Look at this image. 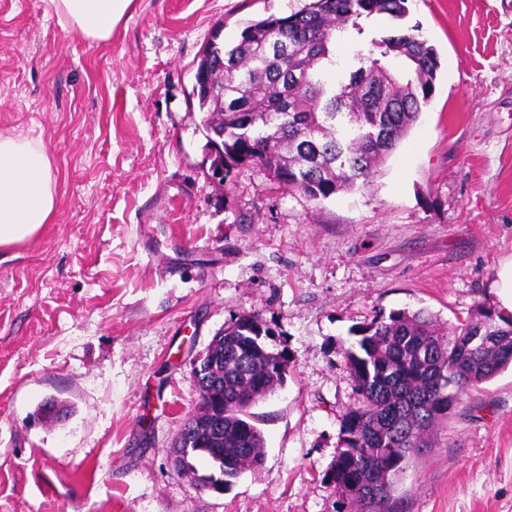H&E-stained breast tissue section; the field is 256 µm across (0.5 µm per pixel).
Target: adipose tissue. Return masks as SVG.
<instances>
[{
  "label": "adipose tissue",
  "instance_id": "1",
  "mask_svg": "<svg viewBox=\"0 0 512 512\" xmlns=\"http://www.w3.org/2000/svg\"><path fill=\"white\" fill-rule=\"evenodd\" d=\"M62 25L105 41L133 0H47ZM53 161L40 141L0 137V247L36 236L57 212Z\"/></svg>",
  "mask_w": 512,
  "mask_h": 512
}]
</instances>
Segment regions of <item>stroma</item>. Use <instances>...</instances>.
<instances>
[{"mask_svg":"<svg viewBox=\"0 0 512 512\" xmlns=\"http://www.w3.org/2000/svg\"><path fill=\"white\" fill-rule=\"evenodd\" d=\"M304 0H134L106 42L0 0V135L53 158L54 223L0 248V512H349L332 467L375 315L499 310L512 258V0H409L440 58L368 185L312 202L259 168L208 176L187 97L204 47ZM290 360L265 448L223 490L171 463L188 358L241 311ZM407 512H512V369L469 389L395 485ZM497 277L495 288L501 305L512 312V259L502 265Z\"/></svg>","mask_w":512,"mask_h":512,"instance_id":"35a3bbf8","label":"stroma"}]
</instances>
